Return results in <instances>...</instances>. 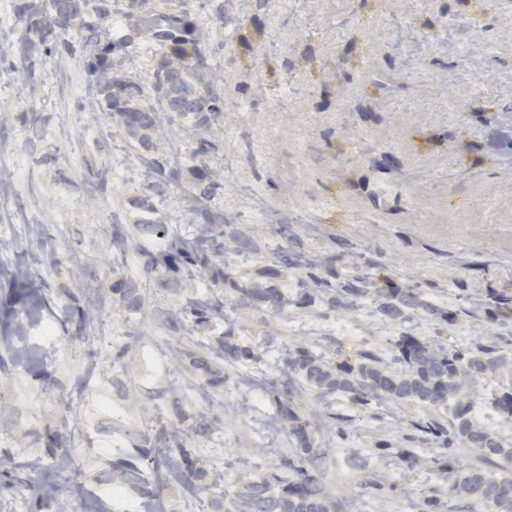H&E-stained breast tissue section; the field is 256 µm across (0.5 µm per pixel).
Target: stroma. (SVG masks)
<instances>
[{
	"instance_id": "1",
	"label": "stroma",
	"mask_w": 512,
	"mask_h": 512,
	"mask_svg": "<svg viewBox=\"0 0 512 512\" xmlns=\"http://www.w3.org/2000/svg\"><path fill=\"white\" fill-rule=\"evenodd\" d=\"M19 2L0 0V512H56L62 501L68 512H224L292 457L277 414L287 400L323 450L326 494L347 498L349 512H422L425 496L447 498L437 450L412 428L427 409L290 392L284 351L304 346L335 364L367 351L392 368L397 340L417 336L493 341L512 356L482 305L512 282V169L486 153L484 107L512 102V0L479 15L468 0H434L420 80L391 51L393 18L417 17V0H238L234 34L218 0H151L148 14L187 9L209 22L224 87L209 126L160 119L150 155L173 174L157 189L142 150L88 94L85 56L62 51L47 13L20 15ZM350 11L368 21L354 39L328 24ZM273 26L280 50L251 53ZM462 54L471 75L449 83ZM288 74L314 90L283 110ZM203 140L214 153L196 154ZM384 155L403 178L376 209L361 182ZM486 195L492 216L465 209ZM204 205L228 219L223 248L205 243L195 266L166 268L169 235L193 237ZM296 252L327 277L378 261L398 287L471 315L392 319L366 299L346 336L332 295L278 314L240 292L242 271L297 288L293 269L266 273L274 255ZM206 301L221 312L196 324L190 310ZM228 331L253 360L217 358ZM205 355L207 375L194 364ZM179 446L193 469L160 454ZM118 459L137 464L146 491L114 492Z\"/></svg>"
}]
</instances>
